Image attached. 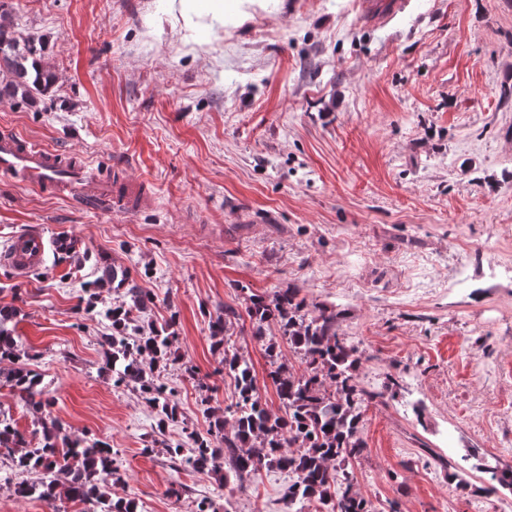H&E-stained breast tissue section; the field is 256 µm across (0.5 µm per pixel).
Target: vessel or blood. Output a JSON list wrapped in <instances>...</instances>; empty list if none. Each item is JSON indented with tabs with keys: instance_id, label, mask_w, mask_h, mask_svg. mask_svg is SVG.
Masks as SVG:
<instances>
[{
	"instance_id": "b4317fda",
	"label": "vessel or blood",
	"mask_w": 512,
	"mask_h": 512,
	"mask_svg": "<svg viewBox=\"0 0 512 512\" xmlns=\"http://www.w3.org/2000/svg\"><path fill=\"white\" fill-rule=\"evenodd\" d=\"M358 5L366 17L388 19L403 12L408 0H392L386 10L377 0H358ZM0 173L41 194L65 197L112 213L133 214L149 201L139 184L117 175L107 176L97 164L43 146L10 129L0 131ZM48 249L40 225H32L0 247V266L16 277H27L44 265Z\"/></svg>"
}]
</instances>
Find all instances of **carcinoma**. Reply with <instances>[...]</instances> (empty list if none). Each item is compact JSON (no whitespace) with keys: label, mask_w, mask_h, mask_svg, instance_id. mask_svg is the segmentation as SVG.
<instances>
[{"label":"carcinoma","mask_w":512,"mask_h":512,"mask_svg":"<svg viewBox=\"0 0 512 512\" xmlns=\"http://www.w3.org/2000/svg\"><path fill=\"white\" fill-rule=\"evenodd\" d=\"M34 40L24 44L0 28V97L46 92L54 81L37 59ZM89 300L99 290L123 291L127 300L107 310L112 335L104 337L107 362L118 384L132 387L151 403L160 426L179 422L171 392L156 382L155 373L173 361L178 336L171 326L157 328L136 323V314L153 301V294L126 272L100 266ZM18 309L0 307V361L13 367L0 370V382L9 386L28 409L39 415L41 443L18 452L25 439L10 419L0 418V456H7L24 471L39 475L32 484L21 483L16 493L34 496L53 506L66 499L74 504L100 505L101 512H134L126 501H112L109 487L122 480L114 467L113 451L99 441L64 433L60 420L46 413L51 400L40 388V374L22 361L19 341L9 324ZM248 318L253 336L263 342L269 359L268 377L276 388L282 414L271 412L257 391L250 363L228 347L232 321ZM339 313L300 296L298 288H280L272 295L250 293L244 313L233 308L212 321L218 344L224 346V373L234 380L236 402L222 410L208 406L211 418L206 434L183 430L182 440L162 448L169 459L198 473H213L243 489L262 469L293 474L285 495L286 512H305L331 504V512H374L372 502L354 490L349 468L364 452L359 435L362 406L382 397L359 381L363 351L340 332ZM277 327L280 336L269 333ZM296 354L298 365L287 363L281 342ZM475 469L489 475L482 491L490 496L512 488V469Z\"/></svg>","instance_id":"cac0c4a2"}]
</instances>
